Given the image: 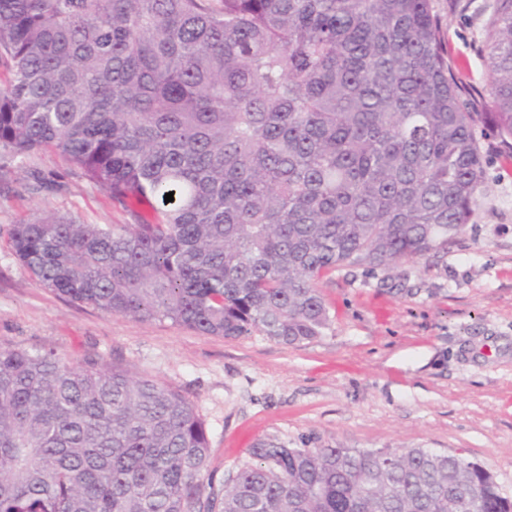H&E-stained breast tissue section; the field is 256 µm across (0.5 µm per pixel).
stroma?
Instances as JSON below:
<instances>
[{
	"label": "stroma",
	"mask_w": 512,
	"mask_h": 512,
	"mask_svg": "<svg viewBox=\"0 0 512 512\" xmlns=\"http://www.w3.org/2000/svg\"><path fill=\"white\" fill-rule=\"evenodd\" d=\"M495 0H432L448 63L484 88L480 46ZM485 184L466 234L440 253L320 281L331 322L297 345L234 340L104 315L49 292L6 246L46 215L126 224L108 193L58 151L0 153V348L95 358L161 381L205 423L222 483L259 442L291 448H433L487 468L512 497V157L477 123Z\"/></svg>",
	"instance_id": "1"
}]
</instances>
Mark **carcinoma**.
Here are the masks:
<instances>
[{"mask_svg":"<svg viewBox=\"0 0 512 512\" xmlns=\"http://www.w3.org/2000/svg\"><path fill=\"white\" fill-rule=\"evenodd\" d=\"M481 51L474 96L431 0H0V152L62 151L132 219L44 217L8 248L104 315L311 341L331 321L320 279L465 233L477 118L512 154V0ZM209 452L163 382L0 348V512H448L457 492L512 512L485 467L429 448L269 441L219 487Z\"/></svg>","mask_w":512,"mask_h":512,"instance_id":"1","label":"carcinoma"}]
</instances>
